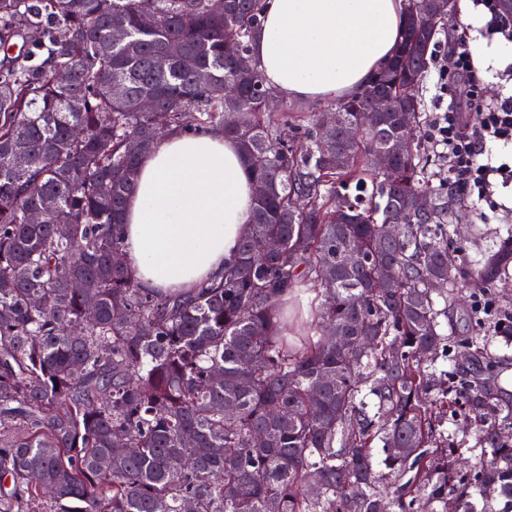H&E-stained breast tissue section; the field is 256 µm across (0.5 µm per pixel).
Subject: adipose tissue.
<instances>
[{
	"label": "adipose tissue",
	"mask_w": 512,
	"mask_h": 512,
	"mask_svg": "<svg viewBox=\"0 0 512 512\" xmlns=\"http://www.w3.org/2000/svg\"><path fill=\"white\" fill-rule=\"evenodd\" d=\"M252 53L268 87L295 99L354 97L396 53L403 0H262ZM255 180L217 131L172 132L140 161L122 219L142 287L189 291L223 274L252 222Z\"/></svg>",
	"instance_id": "1"
}]
</instances>
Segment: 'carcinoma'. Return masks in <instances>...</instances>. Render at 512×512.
Segmentation results:
<instances>
[{"label": "carcinoma", "instance_id": "cac0c4a2", "mask_svg": "<svg viewBox=\"0 0 512 512\" xmlns=\"http://www.w3.org/2000/svg\"><path fill=\"white\" fill-rule=\"evenodd\" d=\"M430 2L405 0L395 56L328 106L329 131L297 102L263 105L260 0H0V512H512V394L438 370L463 352L500 379L485 332L511 344L512 312L488 325L470 305L463 338L444 320L463 291L512 277V245L458 263L460 191L417 150L386 173L372 161L426 122L419 87L447 25ZM115 27L126 40L105 50ZM214 130L268 193L220 280L147 290L113 262L139 161L164 132ZM395 209L408 222L386 238ZM307 290L318 305L290 329ZM450 408L475 415L482 452L464 469L440 430Z\"/></svg>", "mask_w": 512, "mask_h": 512}]
</instances>
